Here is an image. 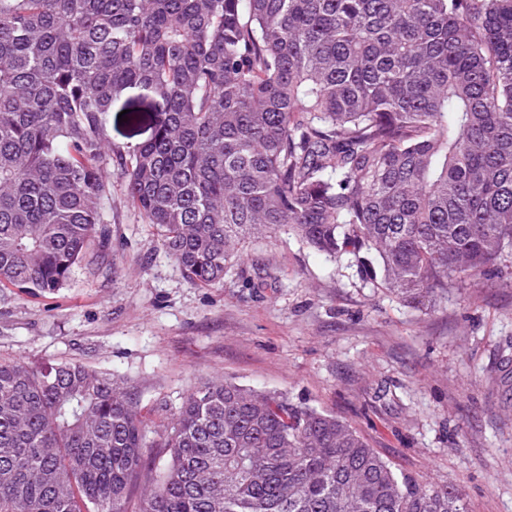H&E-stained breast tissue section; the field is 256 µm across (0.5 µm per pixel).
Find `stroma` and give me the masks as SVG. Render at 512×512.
<instances>
[{"label":"stroma","instance_id":"1","mask_svg":"<svg viewBox=\"0 0 512 512\" xmlns=\"http://www.w3.org/2000/svg\"><path fill=\"white\" fill-rule=\"evenodd\" d=\"M106 245L65 288H0V359L76 362L127 381L151 421L223 377L336 415L384 459L468 512H512V280L401 303L288 228L247 247L223 284L192 285L128 201L116 167Z\"/></svg>","mask_w":512,"mask_h":512}]
</instances>
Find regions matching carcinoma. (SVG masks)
I'll list each match as a JSON object with an SVG mask.
<instances>
[{
	"label": "carcinoma",
	"mask_w": 512,
	"mask_h": 512,
	"mask_svg": "<svg viewBox=\"0 0 512 512\" xmlns=\"http://www.w3.org/2000/svg\"><path fill=\"white\" fill-rule=\"evenodd\" d=\"M114 163L195 286L280 226L406 304L476 286L512 247V0H0V288L53 295L106 244ZM0 512L466 508L284 393L209 381L151 438L114 378L19 359ZM118 109L114 108L113 112L107 115V131L112 137V144L126 149V146H134L151 136L152 129L148 119L138 125H131L128 122L119 123L118 115L122 111Z\"/></svg>",
	"instance_id": "obj_1"
}]
</instances>
